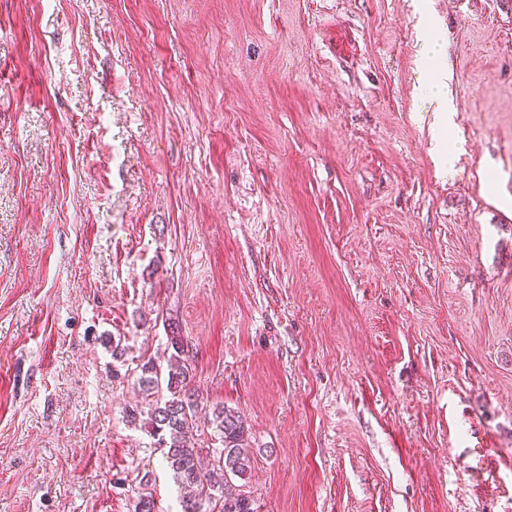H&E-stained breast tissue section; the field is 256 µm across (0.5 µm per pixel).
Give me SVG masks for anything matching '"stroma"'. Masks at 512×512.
Listing matches in <instances>:
<instances>
[{
	"label": "stroma",
	"mask_w": 512,
	"mask_h": 512,
	"mask_svg": "<svg viewBox=\"0 0 512 512\" xmlns=\"http://www.w3.org/2000/svg\"><path fill=\"white\" fill-rule=\"evenodd\" d=\"M174 326L254 512H512V0H0V512H182ZM474 448H479L474 460L476 466L472 467L476 470L492 469L500 466L501 460L498 457L495 448H493V438L487 434H484L482 441L478 442Z\"/></svg>",
	"instance_id": "obj_1"
}]
</instances>
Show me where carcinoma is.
Here are the masks:
<instances>
[{"label":"carcinoma","mask_w":512,"mask_h":512,"mask_svg":"<svg viewBox=\"0 0 512 512\" xmlns=\"http://www.w3.org/2000/svg\"><path fill=\"white\" fill-rule=\"evenodd\" d=\"M166 368L147 361L139 367L137 383L144 395V427L156 439L163 459L177 482L187 490L183 512H253L251 501L233 483L251 469L252 447L246 425L238 412L217 405L210 426L221 447L211 448L212 461L202 463L197 444V415L200 395L190 364V351L182 336H168ZM169 396H159L161 388Z\"/></svg>","instance_id":"cac0c4a2"}]
</instances>
